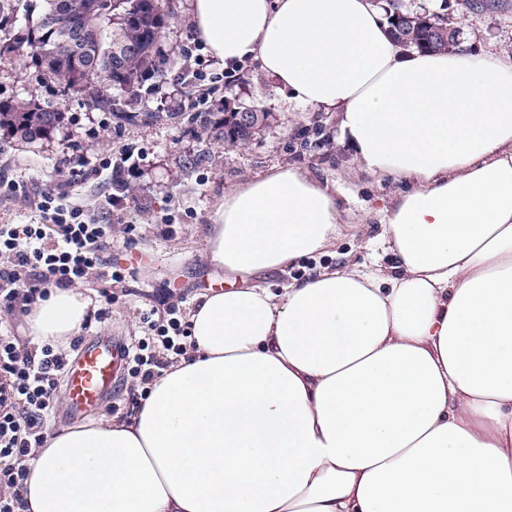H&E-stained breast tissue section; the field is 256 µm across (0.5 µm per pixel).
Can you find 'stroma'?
I'll list each match as a JSON object with an SVG mask.
<instances>
[{"mask_svg": "<svg viewBox=\"0 0 512 512\" xmlns=\"http://www.w3.org/2000/svg\"><path fill=\"white\" fill-rule=\"evenodd\" d=\"M402 3L409 11L448 15L461 29L466 52L512 62V0H475L466 12L457 0ZM170 6L173 17L159 39L167 76L152 82L151 92L137 104L141 110L172 113V120L163 123L117 125L111 113L89 106L79 94L64 95L44 84L27 55L0 60V98L46 102L64 115L57 130L33 143L0 131V171L25 183L28 192L24 198L0 196V225L39 223L41 193L65 188L69 202L82 206L89 221L109 225L112 261L127 271L118 283L95 276L84 282L97 312L105 310L106 316H90L63 348L70 362L78 356L81 337L102 331L134 345L168 312L187 320L196 297L216 281L242 287V277L208 263L204 241L224 192L243 181L277 167L298 166L329 188L341 211L342 235L335 247L299 260L287 272L271 274L266 283L275 289L323 266L369 260L367 244L382 230L378 214L404 187L401 180H378L359 168L340 137L337 113L288 105L277 81L250 60L238 71L214 65L223 79L209 101L240 102L267 113L265 126L234 146L203 132L191 111L179 106L189 91L182 82L186 63L178 52L192 33L186 0H170ZM243 72L249 77L244 85L238 82ZM130 151L140 153V170L129 178L124 200L109 204L119 175L87 177L78 169L86 159L117 158ZM150 309L155 315L148 324L140 313Z\"/></svg>", "mask_w": 512, "mask_h": 512, "instance_id": "1", "label": "stroma"}]
</instances>
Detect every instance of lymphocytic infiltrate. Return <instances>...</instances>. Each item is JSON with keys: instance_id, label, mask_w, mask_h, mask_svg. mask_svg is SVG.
Wrapping results in <instances>:
<instances>
[{"instance_id": "obj_1", "label": "lymphocytic infiltrate", "mask_w": 512, "mask_h": 512, "mask_svg": "<svg viewBox=\"0 0 512 512\" xmlns=\"http://www.w3.org/2000/svg\"><path fill=\"white\" fill-rule=\"evenodd\" d=\"M38 224H1L0 310L34 303L48 288H69L99 273L121 282L122 270L104 258L107 227L88 221L82 207L62 192H47L38 204ZM68 362L52 345L34 354L0 333V512H26L25 463L43 447L55 412L56 390Z\"/></svg>"}]
</instances>
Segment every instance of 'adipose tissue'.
I'll return each mask as SVG.
<instances>
[{
	"label": "adipose tissue",
	"instance_id": "ef3b65f1",
	"mask_svg": "<svg viewBox=\"0 0 512 512\" xmlns=\"http://www.w3.org/2000/svg\"><path fill=\"white\" fill-rule=\"evenodd\" d=\"M195 38L290 105L339 112L360 167L406 188L372 259L331 248L328 188L283 167L226 190L204 252L250 285L200 295L183 355L132 418L32 449L28 512H512V65L404 50L371 0H188ZM77 287L35 346L89 316Z\"/></svg>",
	"mask_w": 512,
	"mask_h": 512
}]
</instances>
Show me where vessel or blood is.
I'll use <instances>...</instances> for the list:
<instances>
[{"label": "vessel or blood", "instance_id": "vessel-or-blood-1", "mask_svg": "<svg viewBox=\"0 0 512 512\" xmlns=\"http://www.w3.org/2000/svg\"><path fill=\"white\" fill-rule=\"evenodd\" d=\"M127 360V349L115 338L86 337L78 358L67 367L70 411L83 415L96 410L111 395Z\"/></svg>", "mask_w": 512, "mask_h": 512}]
</instances>
